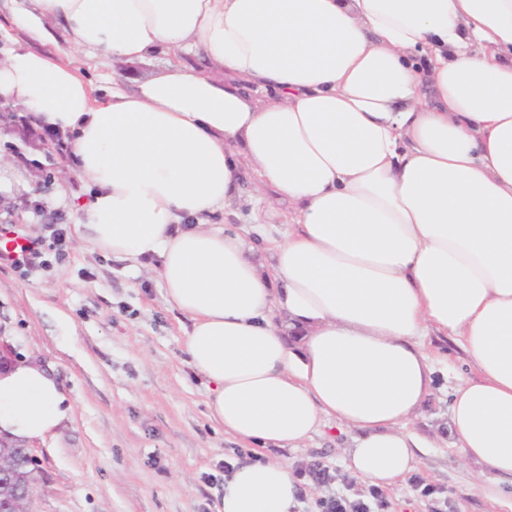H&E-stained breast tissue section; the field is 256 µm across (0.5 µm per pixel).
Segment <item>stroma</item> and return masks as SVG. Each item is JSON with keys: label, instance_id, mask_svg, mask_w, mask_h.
I'll return each mask as SVG.
<instances>
[{"label": "stroma", "instance_id": "35a3bbf8", "mask_svg": "<svg viewBox=\"0 0 512 512\" xmlns=\"http://www.w3.org/2000/svg\"><path fill=\"white\" fill-rule=\"evenodd\" d=\"M43 52L73 62L94 86L126 78L129 67L89 58L66 38ZM40 129L23 107L0 106V155L25 168L41 165L39 184L0 193V232L48 241L50 225L63 228L65 260L43 249L42 263L22 270L0 263V357L36 360L61 382L73 419L45 439L31 442L36 483L33 512H215L224 495L225 461L237 441L210 420V382L185 351L190 320L172 307L160 260L137 262L93 249L75 231L74 205L88 190L67 173L70 150ZM292 209L272 187L242 177L241 197L210 223L240 235L270 262V240L281 239ZM430 349L447 352L435 363L432 393L410 428L429 446L417 456L415 474L437 486L425 498L410 481L386 488L390 512H512L491 509L476 489L479 465L463 460L435 433L448 419L455 384L448 368L468 374L457 346L428 337ZM352 437L326 422L301 447L263 449L264 457L290 469L319 461L336 475L335 488L367 484L347 468ZM330 487V488H333ZM329 487L306 481L294 512H313Z\"/></svg>", "mask_w": 512, "mask_h": 512}]
</instances>
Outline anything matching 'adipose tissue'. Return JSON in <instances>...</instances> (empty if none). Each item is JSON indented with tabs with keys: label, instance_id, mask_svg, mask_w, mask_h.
Returning a JSON list of instances; mask_svg holds the SVG:
<instances>
[{
	"label": "adipose tissue",
	"instance_id": "adipose-tissue-1",
	"mask_svg": "<svg viewBox=\"0 0 512 512\" xmlns=\"http://www.w3.org/2000/svg\"><path fill=\"white\" fill-rule=\"evenodd\" d=\"M11 12L32 41L58 24L90 56L166 59L102 95L74 66L10 47L0 99L70 138L93 189L75 213L82 242L160 258L225 434L296 448L329 418L355 434L352 472L394 486L425 446L407 425L432 390V331L476 372L441 433L481 465L486 501L512 497V0H18ZM247 168L293 204L268 265L209 222ZM72 418L40 364L0 368V435L40 440ZM294 490L284 462L249 461L217 512H290Z\"/></svg>",
	"mask_w": 512,
	"mask_h": 512
}]
</instances>
